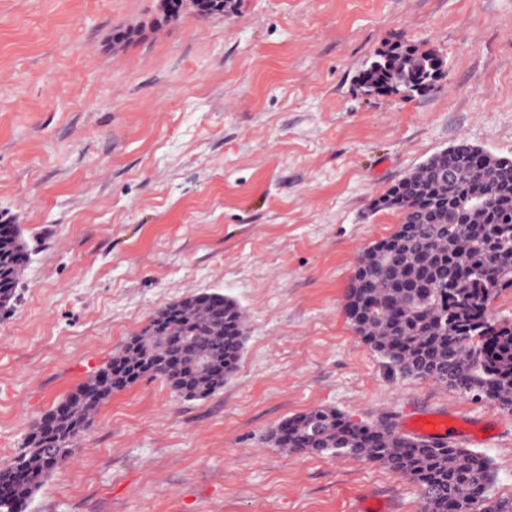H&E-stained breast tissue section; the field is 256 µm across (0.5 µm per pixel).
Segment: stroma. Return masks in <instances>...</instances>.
<instances>
[{"instance_id": "obj_1", "label": "stroma", "mask_w": 512, "mask_h": 512, "mask_svg": "<svg viewBox=\"0 0 512 512\" xmlns=\"http://www.w3.org/2000/svg\"><path fill=\"white\" fill-rule=\"evenodd\" d=\"M401 39L445 77L366 94ZM461 138L512 157V0H0V220L28 255L0 311V463L165 305L219 292L248 328L209 398L114 392L24 512H420L376 463L268 443L317 407L403 433L454 410L512 494V412L391 372L344 311L400 222L370 203Z\"/></svg>"}]
</instances>
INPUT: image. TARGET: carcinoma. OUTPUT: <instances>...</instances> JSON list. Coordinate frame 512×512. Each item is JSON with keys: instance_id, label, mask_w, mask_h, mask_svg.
Masks as SVG:
<instances>
[{"instance_id": "1", "label": "carcinoma", "mask_w": 512, "mask_h": 512, "mask_svg": "<svg viewBox=\"0 0 512 512\" xmlns=\"http://www.w3.org/2000/svg\"><path fill=\"white\" fill-rule=\"evenodd\" d=\"M444 70L435 50L397 42L375 54L361 84L370 94L424 96ZM372 208L396 210L401 222L356 262L345 295L355 335L405 376L512 410V319L487 318L488 304L504 290L495 270L512 265V158L459 139L400 178ZM0 248L14 271L27 259L14 224ZM246 339L235 301L217 292L188 296L155 312L61 411L87 422L112 393L151 371L184 398H207L224 387ZM61 411L46 414L48 425L36 422L14 464L0 468V512H23L60 463L75 456L77 442L65 441ZM269 442L291 453L332 452L385 466L418 486L421 512H512V497L495 496L483 454L397 434L387 423L359 425L319 407L285 421Z\"/></svg>"}]
</instances>
